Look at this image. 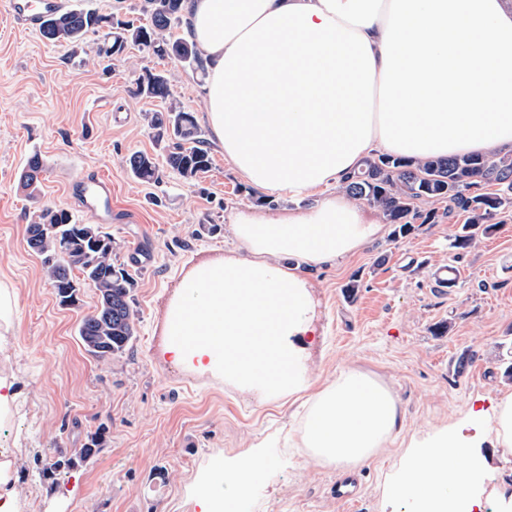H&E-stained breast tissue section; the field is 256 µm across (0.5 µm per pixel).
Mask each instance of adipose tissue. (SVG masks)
Here are the masks:
<instances>
[{"mask_svg": "<svg viewBox=\"0 0 512 512\" xmlns=\"http://www.w3.org/2000/svg\"><path fill=\"white\" fill-rule=\"evenodd\" d=\"M205 73L211 143L256 190L309 208L249 207L232 221L242 254L195 266L166 315L171 363L268 400L307 394L295 447L356 466L402 425L390 389L356 370L315 387L302 362L313 335L310 274L355 255L383 227L345 186L378 154L423 160L512 151V0H184ZM512 450V394L492 412ZM267 454L215 455L199 512H238ZM486 472L460 430L412 447L390 494L412 512H474ZM237 484V493L218 484Z\"/></svg>", "mask_w": 512, "mask_h": 512, "instance_id": "1", "label": "adipose tissue"}]
</instances>
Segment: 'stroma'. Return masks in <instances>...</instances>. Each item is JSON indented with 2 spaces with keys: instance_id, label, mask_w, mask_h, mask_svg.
<instances>
[{
  "instance_id": "obj_1",
  "label": "stroma",
  "mask_w": 512,
  "mask_h": 512,
  "mask_svg": "<svg viewBox=\"0 0 512 512\" xmlns=\"http://www.w3.org/2000/svg\"><path fill=\"white\" fill-rule=\"evenodd\" d=\"M102 41L91 32L76 46L50 43L17 26L0 0V281L16 293L0 372L14 376L19 393L0 422V452L16 462L22 512H198L190 490L211 458L247 456L265 437L267 470L243 512H409L387 484L401 476L412 439L454 424L489 453V474L475 494L495 512H512V455L492 452L488 425H468L471 408H492L512 393L504 374L512 364V209L487 233L468 226L466 215L448 214L447 203L421 202L420 212L436 211L435 222L414 221L403 236L386 225L358 254L313 274L319 336L306 352L311 377L321 385L348 369L373 376L404 419L396 436L354 466L356 504L338 502L339 467L278 442L297 427L299 402L258 400L162 356L164 310L182 277L239 251L235 213L289 208L292 200L252 189L213 145L212 167L198 181L171 169L168 144L155 139L144 115L173 100L206 130L200 70L134 44L106 59L98 54ZM149 72L167 75L169 100L137 94ZM136 151L155 158L156 181L133 176L125 160ZM34 155L43 171L32 191L21 175ZM92 171L112 180V220L101 229L118 245L114 264L134 283L135 338L108 363L91 357L78 335L97 302L95 288L82 285L75 305H60L26 242L42 209L84 222L69 188ZM466 233L472 244L454 250L455 237ZM445 265L460 278L440 292L433 274ZM95 436L98 450L65 478L40 477L56 453L78 455Z\"/></svg>"
}]
</instances>
